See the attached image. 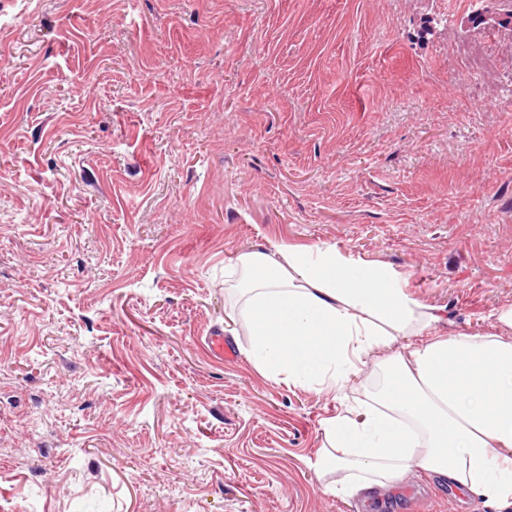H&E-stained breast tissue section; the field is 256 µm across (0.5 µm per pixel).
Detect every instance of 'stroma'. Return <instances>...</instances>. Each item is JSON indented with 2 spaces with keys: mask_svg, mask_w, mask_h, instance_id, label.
<instances>
[{
  "mask_svg": "<svg viewBox=\"0 0 512 512\" xmlns=\"http://www.w3.org/2000/svg\"><path fill=\"white\" fill-rule=\"evenodd\" d=\"M473 0H0V512H492L325 493L224 266L333 245L456 331L512 305V34ZM232 355L214 356L210 336ZM483 2L490 1L476 0V4H478L479 6L468 19L469 27L476 28L481 25H490L507 27L510 29L512 28V17L510 15V12H499L483 8Z\"/></svg>",
  "mask_w": 512,
  "mask_h": 512,
  "instance_id": "1",
  "label": "stroma"
}]
</instances>
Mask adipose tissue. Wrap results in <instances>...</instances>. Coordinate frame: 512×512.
Returning a JSON list of instances; mask_svg holds the SVG:
<instances>
[{
    "label": "adipose tissue",
    "instance_id": "obj_1",
    "mask_svg": "<svg viewBox=\"0 0 512 512\" xmlns=\"http://www.w3.org/2000/svg\"><path fill=\"white\" fill-rule=\"evenodd\" d=\"M224 278L227 318L245 330V358L262 377L319 393L383 378L322 423L336 462L326 493L387 490L417 470L512 512V306L492 332H444V316L406 291L402 273L333 245L242 252Z\"/></svg>",
    "mask_w": 512,
    "mask_h": 512
}]
</instances>
